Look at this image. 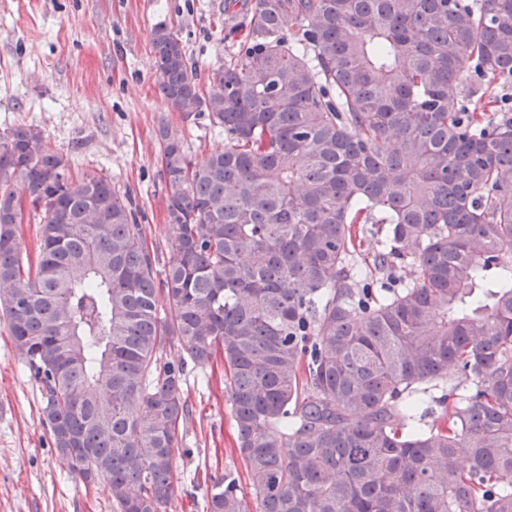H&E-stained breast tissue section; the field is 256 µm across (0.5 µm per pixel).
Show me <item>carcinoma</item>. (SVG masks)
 Masks as SVG:
<instances>
[{"mask_svg":"<svg viewBox=\"0 0 512 512\" xmlns=\"http://www.w3.org/2000/svg\"><path fill=\"white\" fill-rule=\"evenodd\" d=\"M245 27L206 91L152 33L168 110L224 129L200 161L159 129V286L112 182L0 133V315L55 447L164 512L185 366L219 353L256 512H512V120L449 93L512 84V0H249ZM206 509L250 512L238 474Z\"/></svg>","mask_w":512,"mask_h":512,"instance_id":"carcinoma-1","label":"carcinoma"}]
</instances>
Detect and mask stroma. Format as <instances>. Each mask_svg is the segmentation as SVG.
I'll return each mask as SVG.
<instances>
[{
	"label": "stroma",
	"instance_id": "obj_1",
	"mask_svg": "<svg viewBox=\"0 0 512 512\" xmlns=\"http://www.w3.org/2000/svg\"><path fill=\"white\" fill-rule=\"evenodd\" d=\"M178 30L201 86L245 37L224 0H0V132L39 128L73 170L129 194L157 271L174 254L158 129L182 135L196 159L224 146L207 119L169 111L153 67L152 32ZM190 417L175 449L169 512H206L205 489L241 470L224 363L187 364ZM41 389L0 319V512H115L105 483L70 471L42 422Z\"/></svg>",
	"mask_w": 512,
	"mask_h": 512
}]
</instances>
